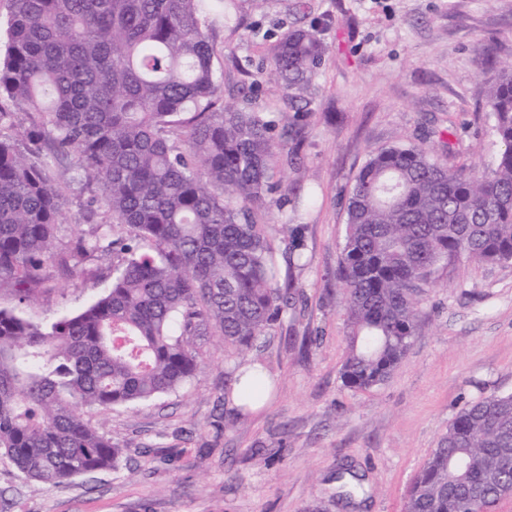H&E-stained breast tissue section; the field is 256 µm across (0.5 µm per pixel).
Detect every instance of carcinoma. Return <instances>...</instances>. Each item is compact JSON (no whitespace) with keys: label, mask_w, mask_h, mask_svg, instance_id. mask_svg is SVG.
I'll list each match as a JSON object with an SVG mask.
<instances>
[{"label":"carcinoma","mask_w":512,"mask_h":512,"mask_svg":"<svg viewBox=\"0 0 512 512\" xmlns=\"http://www.w3.org/2000/svg\"><path fill=\"white\" fill-rule=\"evenodd\" d=\"M236 0H10L0 43V456L61 484L113 469L121 449L85 414L148 402L199 371L193 338L243 351L288 303L257 211L287 202L306 113L229 106L213 19ZM323 21L285 33L268 63L290 88L325 60ZM487 105L502 150L473 177L417 145L373 152L347 192L338 278L350 325L344 384L385 382L415 334L421 288L458 259L512 262V68ZM69 160L95 240L54 250ZM288 233V270L304 249ZM112 252V284L74 315L25 314L47 269ZM512 495V394L453 420L405 512H495Z\"/></svg>","instance_id":"obj_1"}]
</instances>
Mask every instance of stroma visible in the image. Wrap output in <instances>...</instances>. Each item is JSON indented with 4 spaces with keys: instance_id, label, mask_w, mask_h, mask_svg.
<instances>
[{
    "instance_id": "stroma-1",
    "label": "stroma",
    "mask_w": 512,
    "mask_h": 512,
    "mask_svg": "<svg viewBox=\"0 0 512 512\" xmlns=\"http://www.w3.org/2000/svg\"><path fill=\"white\" fill-rule=\"evenodd\" d=\"M265 0L245 4L246 26L218 29L226 86L248 80L251 107L307 115L300 162L286 169L290 202L259 212L278 267L305 227L304 265L281 318L246 354L199 336L200 373L159 399L90 412L122 450L116 468L62 485L22 477L0 457V512H405L409 486L456 415L491 393H512V263L459 259L420 295L407 356L384 384L355 390L340 372L349 324L336 278L345 196L376 150L420 144L474 174L500 146L485 93L512 64V0ZM326 17L325 62L310 87L289 90L264 68L269 44ZM66 204L55 247L92 233L76 198L78 173L50 166ZM41 289L35 319L79 311L112 282L113 257L73 258ZM259 364L268 403L239 410V368Z\"/></svg>"
}]
</instances>
